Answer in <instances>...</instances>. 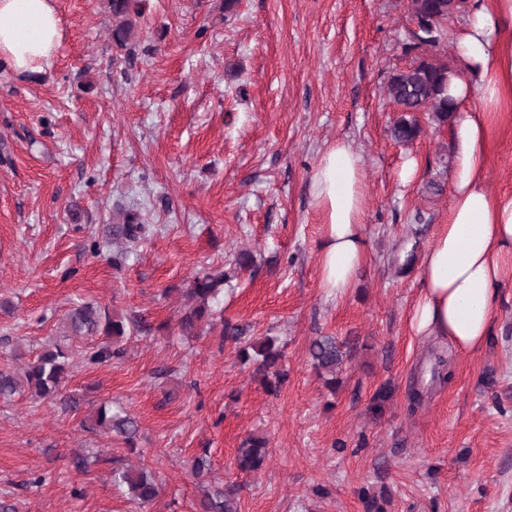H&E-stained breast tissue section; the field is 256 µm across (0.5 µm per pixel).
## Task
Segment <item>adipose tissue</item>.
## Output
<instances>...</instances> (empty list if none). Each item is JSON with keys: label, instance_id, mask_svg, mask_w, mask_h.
Masks as SVG:
<instances>
[{"label": "adipose tissue", "instance_id": "ef3b65f1", "mask_svg": "<svg viewBox=\"0 0 512 512\" xmlns=\"http://www.w3.org/2000/svg\"><path fill=\"white\" fill-rule=\"evenodd\" d=\"M456 36L462 63L448 95L463 106L451 128L452 197L420 263L410 327L415 335L477 353L492 337L504 273L512 266V195L487 186L496 150V109L512 96V0H468ZM55 0H0V63L17 73L42 69L59 45ZM360 154L343 140L322 153L311 192L323 216L320 285L345 294L368 253Z\"/></svg>", "mask_w": 512, "mask_h": 512}]
</instances>
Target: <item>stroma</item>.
I'll list each match as a JSON object with an SVG mask.
<instances>
[{
    "mask_svg": "<svg viewBox=\"0 0 512 512\" xmlns=\"http://www.w3.org/2000/svg\"><path fill=\"white\" fill-rule=\"evenodd\" d=\"M143 0L136 60L119 57L106 0H56L48 66L0 68V365L30 360L75 303L140 326L123 357L90 365L73 342L75 405L0 403V500L18 512H192L191 468L234 490L241 512H512V269L491 345L476 354L415 336L419 283L396 275L425 251L451 199L449 123L416 113L400 145L385 95L411 66L409 0ZM491 192L512 194V101L500 108ZM361 154L368 259L343 296L319 285L321 217L310 192L324 149ZM419 170L402 184L406 158ZM140 211L148 236L112 264L108 225ZM250 252V268L236 265ZM224 268V322L242 340L278 338L290 373L268 394L220 328L181 336L183 290ZM352 348L336 390L308 347ZM241 340V341H242ZM393 396L381 417L371 398ZM104 402L139 426L135 448L85 427ZM269 441L256 473L234 459ZM85 465L75 468L73 456ZM162 484L141 508L112 484V461ZM268 441L265 438H245L235 457L236 467L241 472L255 473L261 470L269 456Z\"/></svg>",
    "mask_w": 512,
    "mask_h": 512,
    "instance_id": "obj_1",
    "label": "stroma"
}]
</instances>
